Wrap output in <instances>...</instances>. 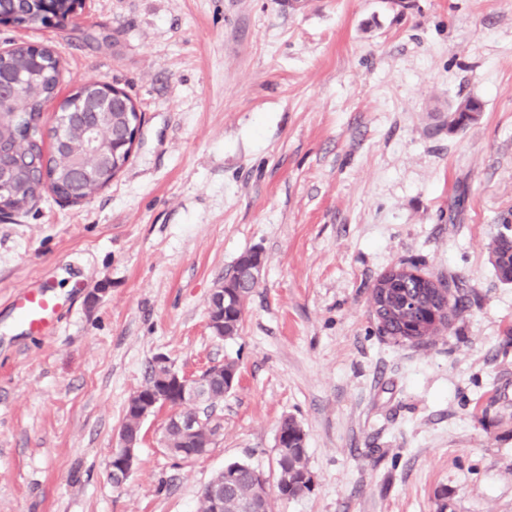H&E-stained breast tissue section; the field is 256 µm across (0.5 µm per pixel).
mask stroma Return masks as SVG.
Returning <instances> with one entry per match:
<instances>
[{
	"instance_id": "obj_1",
	"label": "stroma",
	"mask_w": 512,
	"mask_h": 512,
	"mask_svg": "<svg viewBox=\"0 0 512 512\" xmlns=\"http://www.w3.org/2000/svg\"><path fill=\"white\" fill-rule=\"evenodd\" d=\"M84 3L110 39L0 26V49L53 46L61 95L108 82L143 114L90 201L0 220V512H197L229 463L275 481L285 415L312 486L274 512H512V284L492 255L512 221V0ZM468 97L478 122L449 131ZM249 250L242 329L215 337L210 294ZM403 261L464 296L426 345L369 315ZM27 285L63 301L50 335L17 321ZM159 355L189 377L236 362V383L206 456H171L157 409L117 486ZM477 107H483V104L481 101L473 97L458 102L448 113V127L450 129H464L468 127L469 124L464 121V119L467 118V111H472ZM138 442L127 438L124 434H120L119 446L116 448L107 463L109 474L115 471H125L127 475L132 473L135 462V450ZM112 481L119 482L120 478L113 474Z\"/></svg>"
}]
</instances>
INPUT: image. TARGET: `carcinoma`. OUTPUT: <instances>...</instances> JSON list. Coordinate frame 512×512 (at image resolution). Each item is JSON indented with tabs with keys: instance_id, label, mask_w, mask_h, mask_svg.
<instances>
[{
	"instance_id": "1",
	"label": "carcinoma",
	"mask_w": 512,
	"mask_h": 512,
	"mask_svg": "<svg viewBox=\"0 0 512 512\" xmlns=\"http://www.w3.org/2000/svg\"><path fill=\"white\" fill-rule=\"evenodd\" d=\"M0 10L12 16L18 26L40 25L64 30L71 28L87 41H104L111 35L72 22L74 12L66 0H58L53 12H48L41 0H0ZM17 84L8 90L10 111L0 112V177L12 189L11 207L20 213L37 203L49 192L67 202L77 204L90 196L92 189L107 187L129 162L122 147L129 125L137 119V108L126 91L109 94L108 83L94 81L76 88L58 102L56 125L48 128L41 114L48 103L58 96L61 61L49 46L36 51L27 44L16 45L0 52V74ZM482 106L476 98L458 102L448 113L449 128H466L467 112ZM68 128L64 138L57 137V127ZM96 129L95 154H90L83 133ZM260 255L247 251L224 276L230 303L224 307V338L238 335L244 314V303L255 284L242 271L257 264ZM494 266L500 279L512 282V237L502 233L495 239ZM387 306L377 310L375 321L379 334L397 341L421 344L437 335L441 328L427 319L430 306L443 303L435 284L401 272L387 281ZM233 362L224 364V378L207 380L208 407L216 405L229 392V381L235 377ZM157 387L155 370H150L146 384L130 399L122 429H141L136 405L141 397ZM182 413L199 420L200 438L207 447L215 444L218 426L210 415L200 414V405L192 404ZM162 440L167 448H183L176 426L165 424ZM277 473L288 479H276L278 495L295 498L310 490L311 477L307 469L305 433L292 416L283 417L277 428ZM224 479V512H273L271 495L256 475V469L246 463L226 465L215 479Z\"/></svg>"
}]
</instances>
